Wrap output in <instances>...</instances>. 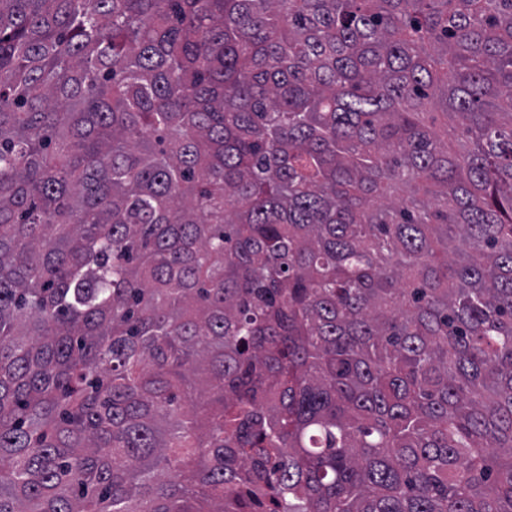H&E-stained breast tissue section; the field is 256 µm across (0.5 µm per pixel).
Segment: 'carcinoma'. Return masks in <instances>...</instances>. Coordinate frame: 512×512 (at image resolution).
Returning a JSON list of instances; mask_svg holds the SVG:
<instances>
[{
    "mask_svg": "<svg viewBox=\"0 0 512 512\" xmlns=\"http://www.w3.org/2000/svg\"><path fill=\"white\" fill-rule=\"evenodd\" d=\"M0 512H512V0H0Z\"/></svg>",
    "mask_w": 512,
    "mask_h": 512,
    "instance_id": "1",
    "label": "carcinoma"
}]
</instances>
